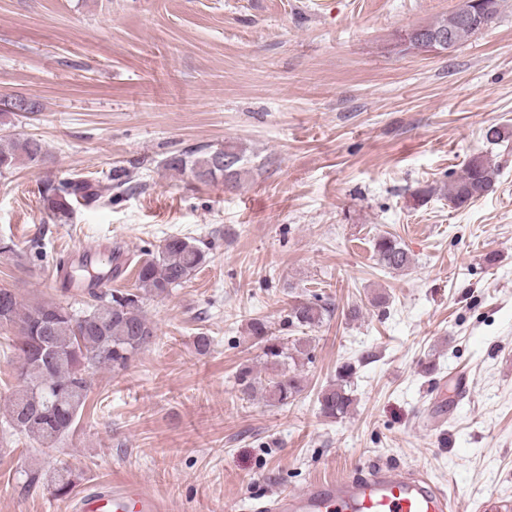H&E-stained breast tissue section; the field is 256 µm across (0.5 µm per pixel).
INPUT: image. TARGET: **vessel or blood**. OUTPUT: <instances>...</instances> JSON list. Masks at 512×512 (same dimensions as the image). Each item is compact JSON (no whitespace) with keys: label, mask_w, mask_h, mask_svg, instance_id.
<instances>
[{"label":"vessel or blood","mask_w":512,"mask_h":512,"mask_svg":"<svg viewBox=\"0 0 512 512\" xmlns=\"http://www.w3.org/2000/svg\"><path fill=\"white\" fill-rule=\"evenodd\" d=\"M447 492L426 477L392 466H372L356 478L320 479L304 490L283 491L256 512H450ZM79 512H161L156 499L137 481L99 484L81 494Z\"/></svg>","instance_id":"vessel-or-blood-1"}]
</instances>
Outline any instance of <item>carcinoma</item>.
<instances>
[{"mask_svg": "<svg viewBox=\"0 0 512 512\" xmlns=\"http://www.w3.org/2000/svg\"><path fill=\"white\" fill-rule=\"evenodd\" d=\"M456 30L464 43L473 36V27L457 24L450 13L428 26V30ZM31 106L22 108L13 97L0 99V120L25 117L42 109L41 102L29 97ZM233 159L227 167L216 162V155ZM47 149L38 138L18 139L0 136V173L20 163L37 164L45 160ZM241 153L230 146L209 151H186L166 159L167 168L190 171L202 181L224 178V185L235 186L240 180ZM496 168L483 156L472 158L462 174L448 183V200L462 207L488 194L494 186ZM98 185L81 176L48 181L41 190L44 208L52 218L67 221L73 217L75 205L98 201ZM380 265L399 271L411 263L409 253L391 236L380 235L373 245ZM206 253L196 240L171 235L155 253L136 267L134 287L112 290L97 288L99 273L95 265L80 261L68 271L62 292L69 284L86 283L92 303L76 311L69 303L49 300L25 306L10 288H0V329L15 328L19 336L11 347L20 359V374L34 381L12 391L7 426L32 446L54 448L76 428L86 406L90 374L102 367L123 370L149 344L155 328L148 320L144 303L148 297H162L181 286L205 264ZM330 312L326 305L301 303L291 309V323L305 329L319 324ZM253 339L261 344L266 357L267 376L243 369L236 377L242 397L250 398L262 390L269 402L286 406L301 391L297 370L286 367V361L304 354L301 344H288L268 336L264 321L251 323ZM320 413L330 419L346 416L352 404L343 385H331L318 396ZM52 494L65 500L73 493L71 472L61 469L51 480Z\"/></svg>", "mask_w": 512, "mask_h": 512, "instance_id": "cac0c4a2", "label": "carcinoma"}]
</instances>
